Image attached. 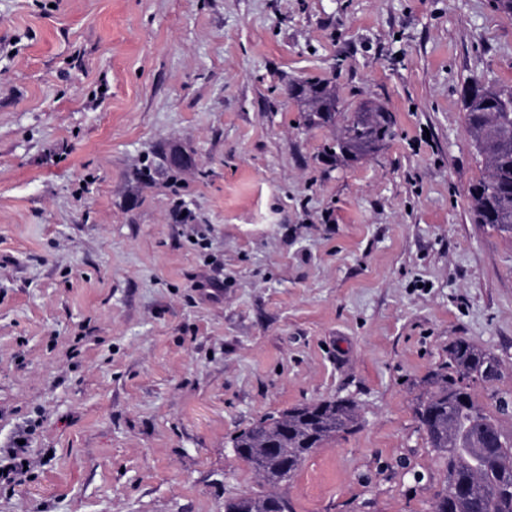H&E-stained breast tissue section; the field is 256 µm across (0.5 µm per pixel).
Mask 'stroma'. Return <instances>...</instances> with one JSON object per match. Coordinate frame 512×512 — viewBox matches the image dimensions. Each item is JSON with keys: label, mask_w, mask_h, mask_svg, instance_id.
<instances>
[{"label": "stroma", "mask_w": 512, "mask_h": 512, "mask_svg": "<svg viewBox=\"0 0 512 512\" xmlns=\"http://www.w3.org/2000/svg\"><path fill=\"white\" fill-rule=\"evenodd\" d=\"M512 87L490 0H0V512H224L259 491L231 439L349 397L359 425L279 492L292 512H431L414 414L465 338L512 395V238L471 81ZM328 83L335 125L291 84ZM383 103L394 135L333 158ZM24 453L21 448H11L7 450L10 462L4 466L0 465V484L9 485L16 481L17 477L28 472L30 469L29 461L26 458L20 457ZM27 466V469H24ZM7 471V474H4Z\"/></svg>", "instance_id": "stroma-1"}]
</instances>
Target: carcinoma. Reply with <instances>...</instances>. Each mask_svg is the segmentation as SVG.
<instances>
[{"label":"carcinoma","mask_w":512,"mask_h":512,"mask_svg":"<svg viewBox=\"0 0 512 512\" xmlns=\"http://www.w3.org/2000/svg\"><path fill=\"white\" fill-rule=\"evenodd\" d=\"M309 120L330 123L336 117V96L325 84L305 89ZM466 125L471 133L488 129L480 154L490 165L487 178L470 184L468 197L474 221L512 235V89H494L475 80L463 95ZM394 119L385 108L364 107L345 122L335 148L345 156L368 154L393 136ZM495 358L466 339L448 348V363L435 371L416 407L419 427L429 447L447 465V488L432 512H512V436L499 420L481 410L473 385L497 379L488 372ZM358 425L357 405L347 397L303 403L269 415L231 438L239 458L260 473L271 467L265 449H276L284 470L263 489L224 500V512H288V500L276 488L290 480L301 461L336 436Z\"/></svg>","instance_id":"carcinoma-1"}]
</instances>
